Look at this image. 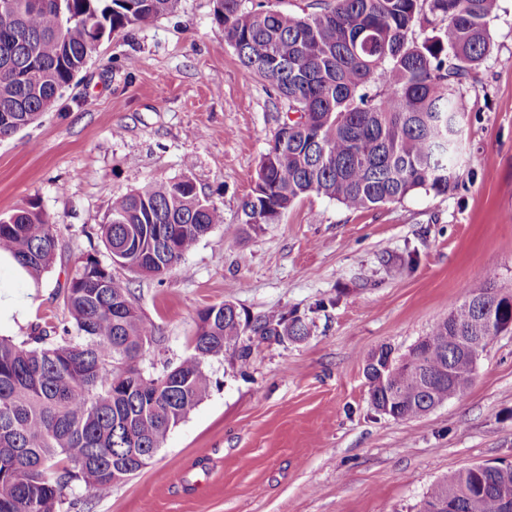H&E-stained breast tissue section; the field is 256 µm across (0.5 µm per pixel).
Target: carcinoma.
I'll return each mask as SVG.
<instances>
[{"mask_svg":"<svg viewBox=\"0 0 512 512\" xmlns=\"http://www.w3.org/2000/svg\"><path fill=\"white\" fill-rule=\"evenodd\" d=\"M216 0L215 20L245 78L269 82L290 112L263 155L242 225L274 224L300 198L322 194L359 211L418 190L458 189L466 115L463 89L490 51L497 0H317L297 16L258 2ZM178 0H0V139L54 107L96 43L148 27ZM221 209L183 176L156 180L117 201L99 237L116 256L88 254L62 289L67 317L35 325L29 345L0 337V512H59L81 482L107 494L114 473L136 474L212 386L208 363L240 369L265 340H301L288 312L252 317L230 302L198 314L190 353L160 374L140 367L162 342L140 314L118 265L160 278L216 225ZM57 225L35 201L0 217V250L38 279L53 264ZM512 332V293L485 283L453 302L426 336L396 356L372 352L364 374L374 408L420 417L472 384L497 336ZM512 512V465L465 469L438 480L420 512Z\"/></svg>","mask_w":512,"mask_h":512,"instance_id":"cac0c4a2","label":"carcinoma"}]
</instances>
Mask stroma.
<instances>
[{"label":"stroma","instance_id":"obj_1","mask_svg":"<svg viewBox=\"0 0 512 512\" xmlns=\"http://www.w3.org/2000/svg\"><path fill=\"white\" fill-rule=\"evenodd\" d=\"M215 0H180L153 25L102 40L41 119L0 140V214L38 201L59 226L55 263L32 291L63 316L75 260L107 255L112 205L154 180L190 176L224 222L164 279L115 268L162 336L157 373L189 353L199 312L230 301L250 315L303 317L301 341L271 340L246 369L212 361L208 395L149 463L97 497L69 491L60 512H418L430 487L478 463L512 464V333L481 356L465 396L398 421L371 404L364 365L406 352L472 287L512 292V0H499L491 52L464 91L462 184L349 211L312 193L273 224L241 231L262 155L288 113L244 72Z\"/></svg>","mask_w":512,"mask_h":512}]
</instances>
